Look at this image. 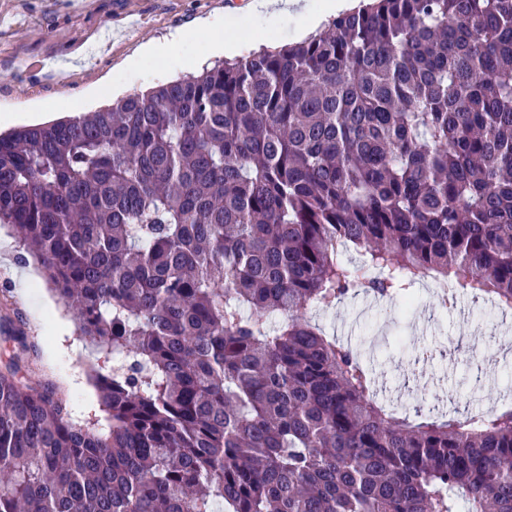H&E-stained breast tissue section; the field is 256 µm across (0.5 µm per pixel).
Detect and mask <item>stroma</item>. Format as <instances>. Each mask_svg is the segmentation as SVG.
Wrapping results in <instances>:
<instances>
[{
    "mask_svg": "<svg viewBox=\"0 0 512 512\" xmlns=\"http://www.w3.org/2000/svg\"><path fill=\"white\" fill-rule=\"evenodd\" d=\"M245 0H0V113L70 115L74 103L90 112L113 99L142 92L176 77L198 73V60L213 62L207 37L195 21L226 16L233 34L255 50L270 43H297V19L285 17L266 28L238 14ZM188 37L163 61L141 56V47L169 34ZM9 261L0 260V298L8 300L0 320V362L21 359L30 384L53 383L69 402L78 424L99 417L89 374L103 364L76 329L49 340L19 291L15 271L26 268L19 242ZM434 282L415 289V309L397 301H368L351 293L336 309L312 313L327 335L347 325L350 346L372 367L379 397L399 413L437 417L453 408L498 407L512 395V354H500L502 337H512V315L490 303L460 296L441 312Z\"/></svg>",
    "mask_w": 512,
    "mask_h": 512,
    "instance_id": "1",
    "label": "stroma"
}]
</instances>
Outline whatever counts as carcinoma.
<instances>
[{
    "label": "carcinoma",
    "mask_w": 512,
    "mask_h": 512,
    "mask_svg": "<svg viewBox=\"0 0 512 512\" xmlns=\"http://www.w3.org/2000/svg\"><path fill=\"white\" fill-rule=\"evenodd\" d=\"M0 224L122 362L106 432L0 368V512H512V406L400 416L309 316L425 279L512 310V0H370L0 133Z\"/></svg>",
    "instance_id": "1"
}]
</instances>
